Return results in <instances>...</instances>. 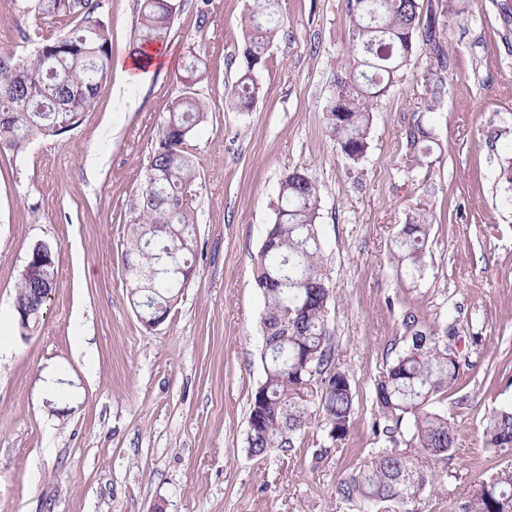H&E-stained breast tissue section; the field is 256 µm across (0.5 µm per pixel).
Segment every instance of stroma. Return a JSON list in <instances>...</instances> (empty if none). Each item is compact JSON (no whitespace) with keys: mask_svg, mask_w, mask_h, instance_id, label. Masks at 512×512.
Returning <instances> with one entry per match:
<instances>
[{"mask_svg":"<svg viewBox=\"0 0 512 512\" xmlns=\"http://www.w3.org/2000/svg\"><path fill=\"white\" fill-rule=\"evenodd\" d=\"M179 0L169 68L127 84L103 79L81 124L0 151V512H357L336 496L376 443L374 384L404 336L402 306L428 326L454 325L462 376L442 410L457 426L450 460L410 512H458L504 456L482 443L486 419L512 406V206L501 159L512 148V0H469L447 33L453 81L435 108L431 165L408 180L405 131L435 72L415 39L409 65L372 113L365 158L351 163L325 113L333 76L350 71L347 0H279L281 27L257 74L253 108L231 107L251 0ZM113 56L128 54L137 0H102ZM35 0H0V53L20 57L67 33ZM209 121L193 140L200 172L197 273L168 318L147 328L121 253L158 125L183 93L191 57ZM305 171L320 190L329 325L355 393L349 435L323 460L319 425L264 458L247 451L251 395L264 376V302L253 263L279 206V183ZM425 210L428 267L395 258L402 224ZM49 245L55 286L28 332L15 295L31 247Z\"/></svg>","mask_w":512,"mask_h":512,"instance_id":"stroma-1","label":"stroma"}]
</instances>
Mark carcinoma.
<instances>
[{
	"mask_svg": "<svg viewBox=\"0 0 512 512\" xmlns=\"http://www.w3.org/2000/svg\"><path fill=\"white\" fill-rule=\"evenodd\" d=\"M99 6L98 0H38L42 14L72 18L75 28L41 44L30 57L0 53V151L18 154L37 137L71 130L94 106L112 60L109 26L97 13ZM175 13L174 0H138L136 49L164 44ZM278 14V0H252L245 64L229 98L240 110L250 109L259 95L256 72L279 31ZM349 14L353 67L335 78L336 92L344 95L342 113L330 102L326 123L341 152L357 163L368 149L372 110L408 65L415 34L437 65L425 89L426 111L433 112L448 95L445 34L454 8L448 0L429 7L423 24L419 0H349ZM208 115L206 102L193 92L171 102L133 199L139 222L131 225L122 273L144 318L168 317L196 275L193 195L199 172L190 140ZM405 141L415 161L405 170L411 177L431 154L430 118L420 115L406 130ZM500 180L503 201L511 205L512 154L501 161ZM279 199L253 271L265 304L264 379L251 397L254 427L247 436L248 452L256 457L296 447L316 420L334 446L346 438L356 414L354 392L336 360L328 324L333 290L322 270L319 190L305 172L292 170L281 179ZM430 231L431 222L420 212L397 235L396 256L411 278L423 276L427 268ZM54 284L53 258L30 250L29 269L22 272L16 296L46 301ZM404 325L410 333L407 343L374 385L380 417L372 428L381 447L336 485L338 499L361 512H406L408 499L426 484L424 472L399 452L398 443L440 460L450 459L456 444L455 427L436 407L437 398L460 379L461 363L448 343L454 327L426 328L411 310ZM483 445L497 454L512 452V407L488 417ZM459 512H512V470L493 473L461 502Z\"/></svg>",
	"mask_w": 512,
	"mask_h": 512,
	"instance_id": "1",
	"label": "carcinoma"
}]
</instances>
